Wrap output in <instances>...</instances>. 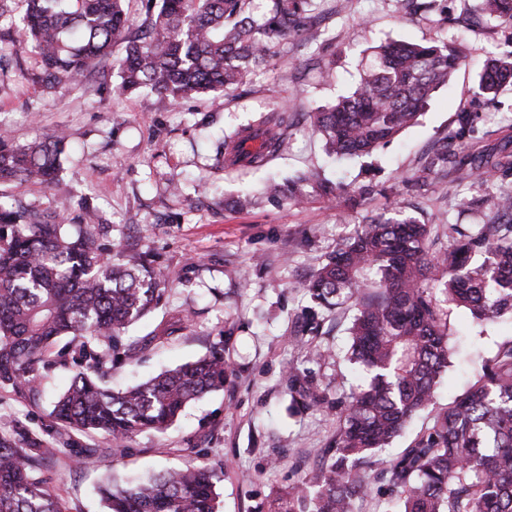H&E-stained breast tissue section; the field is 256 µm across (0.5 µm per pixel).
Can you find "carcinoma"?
Instances as JSON below:
<instances>
[{"mask_svg": "<svg viewBox=\"0 0 512 512\" xmlns=\"http://www.w3.org/2000/svg\"><path fill=\"white\" fill-rule=\"evenodd\" d=\"M21 32L40 59L37 82L46 89L73 84L96 70L116 44L115 98L142 89L172 102L238 88L266 66L276 47L314 25V0H271L257 18L250 0H143L148 24L137 30L123 0H24ZM488 21L512 22V0H479ZM462 58L454 41L387 42L374 46L352 92L313 114L312 129L339 158L369 155L415 124ZM512 84V52L490 55L477 96L494 99ZM297 109L281 106L257 126L218 142L233 164L260 169L283 141L271 127H288ZM474 114L457 115L455 150L427 155L412 176L424 184L442 173L482 187L512 176V152L479 150L470 142ZM262 139L255 152L242 150ZM66 138L58 133L20 144L0 128V184L59 183ZM332 198L339 183L297 171L265 186L267 198L302 204L310 191ZM494 219L438 253L430 227L390 204L365 216L355 234L304 285L316 307L332 311L358 300L348 361L364 375L340 408L336 434L320 466L275 497L270 512H355L373 494L395 496L403 512H512V339L481 362L473 383L437 412L428 432L377 472L369 459L434 404L437 386L453 366L448 311L466 312L478 326L512 320V189L494 198ZM111 225L88 203L71 217L70 203L29 207L0 196V387L39 395L38 369L54 356L80 358L79 369L54 404L57 438L46 441L24 426L0 436V512H63L41 477L56 445L76 433L103 432L125 441L163 432L184 408L224 389L231 370L224 350L140 384L114 391L105 371L130 325L164 299L162 272L145 251L114 262L104 240ZM288 411L321 405L325 393L299 368L288 369ZM214 470L169 469L134 486L99 488L108 512H218Z\"/></svg>", "mask_w": 512, "mask_h": 512, "instance_id": "obj_1", "label": "carcinoma"}]
</instances>
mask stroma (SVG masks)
<instances>
[{"mask_svg":"<svg viewBox=\"0 0 512 512\" xmlns=\"http://www.w3.org/2000/svg\"><path fill=\"white\" fill-rule=\"evenodd\" d=\"M315 3L321 24L306 43L283 41L272 64L231 93L177 104L150 92L113 100L106 83L113 59L123 53L119 47L79 83L43 88L34 80L38 58L18 34L23 0H8L0 15V125L22 143L62 129L69 144L56 189L29 185L11 188V195L40 208L56 194L75 204L90 199L112 226L110 242L152 252L166 276L165 304L128 331L130 340L154 336L157 344L115 360L105 385L135 384L218 344L233 369L223 391L192 403L166 432L125 442L102 433L79 437V447L101 449L97 466H77L75 448H60L42 476L64 512H104L97 487L107 477L134 483L189 463L220 472L218 512H268L275 493L318 467L336 432L337 401L362 381L345 358L354 304L325 314L319 335L298 333L311 305L303 286L313 271L368 212L392 201L430 225L437 251L494 215L495 188L478 191L443 177L418 186L410 177L433 148L448 142L457 113H475L480 146L500 148L512 137V87L492 103L475 95L485 58L512 51V26L479 20L476 0H434L416 13L401 0ZM452 37L460 40L464 59L417 124L376 154L343 161L326 155L309 131L310 117L353 89L369 47L388 39ZM292 95L301 110L285 132L286 150L258 171L225 167L216 156L221 131L253 123ZM297 169L317 171L344 190L332 200L311 196L300 206L262 194L268 177ZM201 181L215 183L216 191L197 192ZM460 194L476 196L477 206L459 211ZM185 315L188 327L165 336ZM450 322L455 365L438 389L441 407L464 390L481 359L512 339L507 320L481 336L461 310L452 311ZM292 366L306 369L327 394L317 409L293 416L286 412ZM73 373L70 365L42 368L36 399L0 388V432L20 420L45 434L52 402Z\"/></svg>","mask_w":512,"mask_h":512,"instance_id":"obj_1","label":"stroma"}]
</instances>
